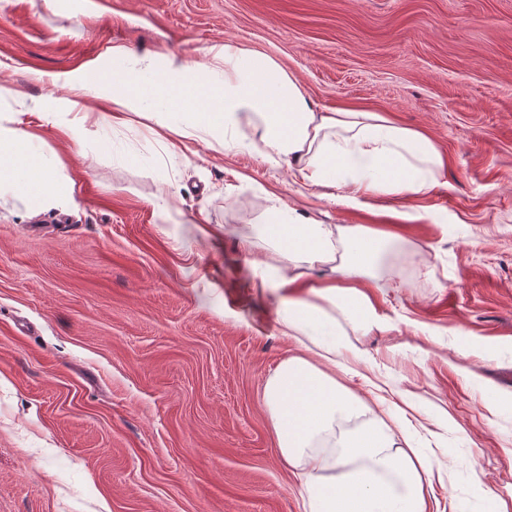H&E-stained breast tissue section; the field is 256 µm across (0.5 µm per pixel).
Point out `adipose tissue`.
Returning <instances> with one entry per match:
<instances>
[{
  "label": "adipose tissue",
  "instance_id": "ef3b65f1",
  "mask_svg": "<svg viewBox=\"0 0 512 512\" xmlns=\"http://www.w3.org/2000/svg\"><path fill=\"white\" fill-rule=\"evenodd\" d=\"M131 50L112 48V108L187 115V131L229 143L242 133L259 140L266 160L287 162L316 186L348 189V201L374 194L419 196L435 184L439 150L419 131L375 112H318L295 78L276 60L227 43L207 65L177 57L145 59L127 69ZM52 157L37 152L23 130L0 125V190L31 209L64 205ZM255 232L270 242L276 261L267 270L281 285L306 271L328 270L333 285L315 299L284 297L277 314L283 333L301 346L275 368L263 404L283 465L300 479L305 512H426L425 456L399 445L404 410L369 415L327 366L351 349L347 329L362 333L383 322L355 289L382 258L381 237L360 226L324 224L272 207Z\"/></svg>",
  "mask_w": 512,
  "mask_h": 512
}]
</instances>
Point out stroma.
<instances>
[{
    "label": "stroma",
    "instance_id": "stroma-1",
    "mask_svg": "<svg viewBox=\"0 0 512 512\" xmlns=\"http://www.w3.org/2000/svg\"><path fill=\"white\" fill-rule=\"evenodd\" d=\"M273 57L315 111L379 112L443 166L425 195L345 201L256 150L125 111L66 134L73 93L112 47L209 61ZM0 123L54 155L65 206L0 194V512H304L263 406L296 354L273 201L397 237L358 282L382 329L351 333L337 380L398 406L431 459L428 512H512V0H0Z\"/></svg>",
    "mask_w": 512,
    "mask_h": 512
}]
</instances>
